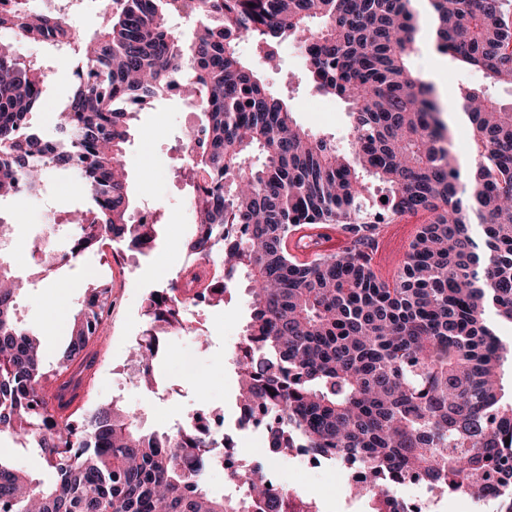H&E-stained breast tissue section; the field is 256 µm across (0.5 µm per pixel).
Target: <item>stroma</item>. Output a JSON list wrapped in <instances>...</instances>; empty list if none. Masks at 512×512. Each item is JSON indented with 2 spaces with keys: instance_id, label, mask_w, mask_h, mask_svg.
I'll return each instance as SVG.
<instances>
[{
  "instance_id": "35a3bbf8",
  "label": "stroma",
  "mask_w": 512,
  "mask_h": 512,
  "mask_svg": "<svg viewBox=\"0 0 512 512\" xmlns=\"http://www.w3.org/2000/svg\"><path fill=\"white\" fill-rule=\"evenodd\" d=\"M108 0H33L34 7L53 4L64 8L85 38L94 37L103 25ZM16 51L36 62L46 74L44 104L33 116L37 128L52 133L51 116L71 99L76 65L69 48L44 43L19 41ZM414 67L432 80L444 96L454 95L459 86L490 88L502 100L512 99V90L491 85L482 72L459 69L454 63L432 51L420 50L413 59ZM266 84L286 97L297 122L304 128L335 137L344 142L348 137V117L344 105L318 94L308 83L305 64L291 43L280 49V66L264 75ZM198 121L196 111L179 97H161L136 106L131 114L134 138L126 152L129 193L134 209L160 213L163 228L156 248L150 254L125 248L130 259L127 267L114 265L112 246L91 252L89 264L102 268L103 277L113 285L112 315L103 325L96 347L100 362L85 405L117 402L134 414L138 425L146 431H163L174 422L187 418L205 407L226 414L237 412V374L232 356L249 320L252 295L247 279H239L236 287L218 307H197L187 313L198 336H170L165 350L154 365L156 377L172 395H154L130 382L125 373L130 366L128 352L143 339L150 326L145 313V298L154 291L167 288L184 266V247L191 230V211L184 183L179 140ZM50 193L19 205L21 224L12 234L20 246H27L40 229L45 216L66 221L68 210L89 203L86 190L72 182L70 175L55 172L48 179ZM91 281L83 268H62L35 276L33 286L19 300L18 313L26 327L37 334L44 345L43 364L55 368L61 350L69 341L70 326L79 303ZM191 350L196 369L188 373L180 369L178 358L183 350ZM275 477L281 485L299 496L315 501L320 512H370L368 498L351 494L349 472L340 464L307 466L305 461H273Z\"/></svg>"
}]
</instances>
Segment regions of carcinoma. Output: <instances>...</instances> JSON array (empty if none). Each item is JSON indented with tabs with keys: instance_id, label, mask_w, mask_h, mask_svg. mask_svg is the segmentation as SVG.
I'll use <instances>...</instances> for the list:
<instances>
[{
	"instance_id": "cac0c4a2",
	"label": "carcinoma",
	"mask_w": 512,
	"mask_h": 512,
	"mask_svg": "<svg viewBox=\"0 0 512 512\" xmlns=\"http://www.w3.org/2000/svg\"><path fill=\"white\" fill-rule=\"evenodd\" d=\"M26 2L0 0V31L71 47L76 91L45 135L32 124L45 75L0 40V197L40 195L62 170L91 199L68 224L66 252L40 251L36 268L75 265L104 239L156 246L160 215L132 223L130 110L178 81L199 108L186 138L201 147L182 169L189 248L205 268L164 290L163 312L149 295L155 333L195 331L186 308L223 302L246 276L253 302L233 358L240 422L260 424L273 457L354 468L372 512H414L394 494L411 481L440 496L500 499L512 512L509 349L488 320L512 324V101L469 86L435 93L411 64L417 0H115L88 44L67 14ZM428 5L434 50L512 89V0ZM182 14L199 21L188 38L170 24ZM243 40L264 65L295 45L319 94L346 105L348 148L297 124L239 55ZM459 111L472 125L466 176L443 118ZM256 154L261 163L249 164ZM373 204L392 220L431 216L390 281L371 264ZM304 224L340 225L351 246L298 262L286 240ZM14 279L0 260V438L40 449L55 482L41 485L0 454V512H319L272 483L266 461L235 467L238 499L210 491L217 443L199 415L143 434L115 402L75 404L97 365L112 286L93 285L46 371L17 317ZM134 350L151 387L159 351Z\"/></svg>"
}]
</instances>
